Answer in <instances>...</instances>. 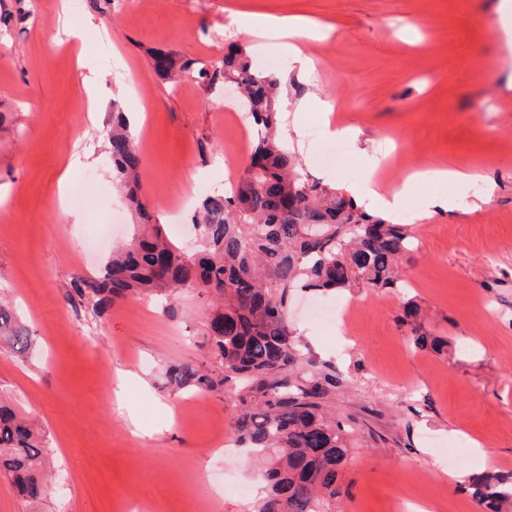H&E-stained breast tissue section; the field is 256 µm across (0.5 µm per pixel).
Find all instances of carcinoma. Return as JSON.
<instances>
[{"mask_svg":"<svg viewBox=\"0 0 512 512\" xmlns=\"http://www.w3.org/2000/svg\"><path fill=\"white\" fill-rule=\"evenodd\" d=\"M165 80L196 68L210 88L231 83L238 102L258 128L241 177L227 195H208L193 214L201 244L188 251L162 224L150 223L140 195L143 159L124 115L112 113L109 155L114 180L143 223L129 244L93 275L76 281V295L101 315L115 303L182 290L208 297L203 336L213 364H179L166 371L168 385L213 390L239 385L237 441L261 458L265 483L256 512H325L345 495L338 482L353 449L355 429L330 408L341 385L305 357L286 310L298 289L330 292L366 288L379 292L400 283L401 262L412 251L403 224L368 212L340 187L304 172L283 137L281 80L255 68L245 49L233 47L215 66L152 55ZM0 341L22 352L28 330L0 303ZM409 341L440 350L443 342L414 326ZM47 448L20 413L0 401V477L28 506L46 492ZM472 495L488 512H512V476L483 472L471 478Z\"/></svg>","mask_w":512,"mask_h":512,"instance_id":"carcinoma-1","label":"carcinoma"}]
</instances>
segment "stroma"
Returning a JSON list of instances; mask_svg holds the SVG:
<instances>
[{
  "instance_id": "35a3bbf8",
  "label": "stroma",
  "mask_w": 512,
  "mask_h": 512,
  "mask_svg": "<svg viewBox=\"0 0 512 512\" xmlns=\"http://www.w3.org/2000/svg\"><path fill=\"white\" fill-rule=\"evenodd\" d=\"M499 0H0V300L32 335L24 354L0 349V395L12 399L49 444L50 481L40 512H254L258 464L235 444L234 386L172 391L169 366L211 365L208 314L192 292L128 299L103 316L74 293L113 244L134 231L106 162L112 112L145 111L136 141L141 195L170 224L191 183L237 181L246 156L225 160L239 135L222 87L196 74L172 84L155 51L210 63L233 11L292 17L333 29L306 42L324 52V73L278 67L294 100L319 97L356 128L340 166L322 112H289L305 171L349 187L362 181L397 132L408 161L474 170L495 182L479 209L409 224L415 238L403 287L339 295L303 291L288 306L307 357L343 384L330 399L357 444L341 476L347 493L331 512H394L408 500L447 512H480L469 474L512 471V48ZM121 42H114L113 33ZM58 46L47 50L45 39ZM94 98L101 119L83 104ZM95 164L69 169L84 148ZM92 177L104 208L60 207L59 191ZM110 223L107 244L94 246ZM357 305L348 328L310 312ZM420 326L444 342L417 349Z\"/></svg>"
}]
</instances>
